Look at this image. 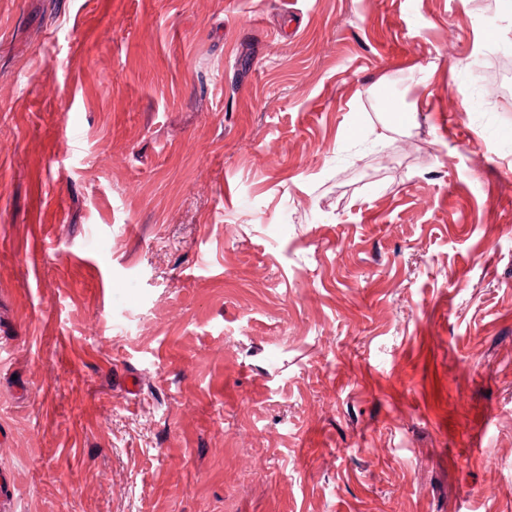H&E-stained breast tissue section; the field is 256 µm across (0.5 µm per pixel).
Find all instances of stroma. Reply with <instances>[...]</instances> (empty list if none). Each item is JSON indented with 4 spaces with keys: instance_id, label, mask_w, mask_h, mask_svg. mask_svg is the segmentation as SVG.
Returning <instances> with one entry per match:
<instances>
[{
    "instance_id": "35a3bbf8",
    "label": "stroma",
    "mask_w": 512,
    "mask_h": 512,
    "mask_svg": "<svg viewBox=\"0 0 512 512\" xmlns=\"http://www.w3.org/2000/svg\"><path fill=\"white\" fill-rule=\"evenodd\" d=\"M506 49L504 0H0V512H512Z\"/></svg>"
}]
</instances>
